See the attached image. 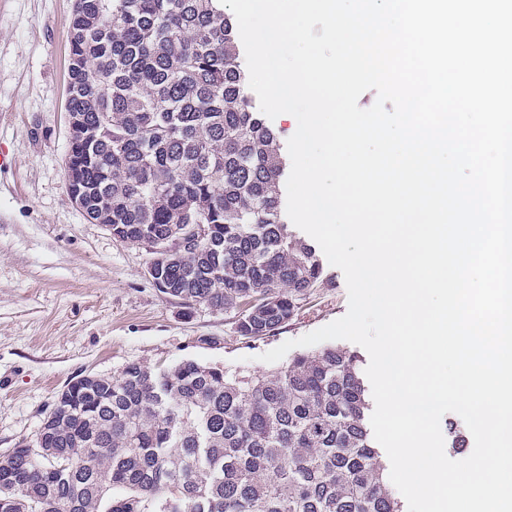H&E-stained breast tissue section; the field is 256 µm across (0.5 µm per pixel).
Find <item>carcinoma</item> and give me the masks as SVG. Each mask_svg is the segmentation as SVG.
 Returning a JSON list of instances; mask_svg holds the SVG:
<instances>
[{
  "mask_svg": "<svg viewBox=\"0 0 512 512\" xmlns=\"http://www.w3.org/2000/svg\"><path fill=\"white\" fill-rule=\"evenodd\" d=\"M236 29L220 0H76L67 175L92 222L154 254L161 293L258 338L324 277L283 219L286 159ZM189 224L204 236L185 248ZM357 362L335 345L260 374L185 360L78 378L0 457V512H400Z\"/></svg>",
  "mask_w": 512,
  "mask_h": 512,
  "instance_id": "cac0c4a2",
  "label": "carcinoma"
}]
</instances>
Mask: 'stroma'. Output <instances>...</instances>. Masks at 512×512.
<instances>
[{"instance_id": "stroma-1", "label": "stroma", "mask_w": 512, "mask_h": 512, "mask_svg": "<svg viewBox=\"0 0 512 512\" xmlns=\"http://www.w3.org/2000/svg\"><path fill=\"white\" fill-rule=\"evenodd\" d=\"M75 0H0V454L33 438L67 383L131 362L183 360L250 373L260 354L342 317L340 269L260 338L231 314L185 316L149 277L150 251L115 240L73 202L65 158Z\"/></svg>"}]
</instances>
